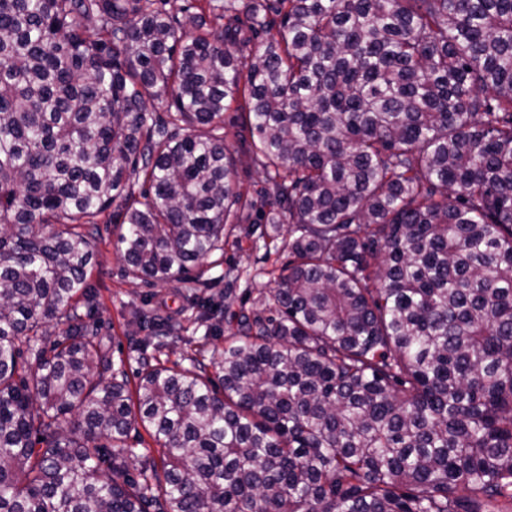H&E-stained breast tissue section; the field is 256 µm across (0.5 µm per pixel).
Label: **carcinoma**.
<instances>
[{
	"mask_svg": "<svg viewBox=\"0 0 512 512\" xmlns=\"http://www.w3.org/2000/svg\"><path fill=\"white\" fill-rule=\"evenodd\" d=\"M232 109L273 308L186 368L138 312L132 382L99 225L216 331ZM0 512H512V0H0ZM233 116H236L235 124L224 127L225 141L237 161V179L241 190L248 198H257L267 187L266 176L249 152L251 137L248 129L244 127L241 112L226 113V122Z\"/></svg>",
	"mask_w": 512,
	"mask_h": 512,
	"instance_id": "cac0c4a2",
	"label": "carcinoma"
}]
</instances>
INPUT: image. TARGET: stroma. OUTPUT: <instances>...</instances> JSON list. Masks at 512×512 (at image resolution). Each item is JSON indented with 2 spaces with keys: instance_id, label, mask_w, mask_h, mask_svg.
I'll return each instance as SVG.
<instances>
[{
  "instance_id": "1",
  "label": "stroma",
  "mask_w": 512,
  "mask_h": 512,
  "mask_svg": "<svg viewBox=\"0 0 512 512\" xmlns=\"http://www.w3.org/2000/svg\"><path fill=\"white\" fill-rule=\"evenodd\" d=\"M225 141L237 161V179L246 196L258 197L266 186L261 166L249 152L250 133L243 121L225 126ZM288 235H273L271 227L258 215L241 224L227 225L224 232V255L215 263H203L202 277L197 282L203 297L220 299L215 321L222 334L235 330L240 313L266 309L273 276L289 261ZM96 262L89 283L99 294V305L91 321L113 336L112 357L124 361L126 371H135L137 344L152 335L150 324L135 319L136 311L151 309L183 322L193 330L191 309L178 283L149 285L126 278L124 262L115 248L111 225L104 224L96 242Z\"/></svg>"
}]
</instances>
